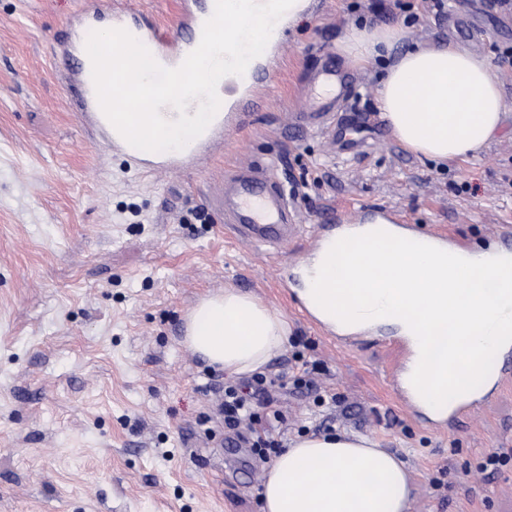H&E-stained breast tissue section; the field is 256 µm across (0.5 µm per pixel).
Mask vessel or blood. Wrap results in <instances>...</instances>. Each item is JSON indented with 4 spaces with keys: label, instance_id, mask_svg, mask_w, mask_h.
<instances>
[{
    "label": "vessel or blood",
    "instance_id": "1",
    "mask_svg": "<svg viewBox=\"0 0 512 512\" xmlns=\"http://www.w3.org/2000/svg\"><path fill=\"white\" fill-rule=\"evenodd\" d=\"M214 9L215 0H183L179 30L172 33L152 23L137 10L132 0H127L122 7L115 5L106 10H85L77 24L69 28L64 55L71 63L75 92L72 109L85 114L108 148L123 156L139 173L180 172L186 170L191 162L211 155L223 143L225 131L241 123L242 104L252 97L258 78L268 69V58L276 55L282 42L278 39L270 42L266 62L242 67L237 72L234 99L220 106L211 124L188 149L148 152L129 145L102 112L92 79L91 60L85 49L86 33L97 28L102 19H109L112 27L125 29L141 41L162 66L175 68L199 45L203 26ZM351 85L348 74L338 70L332 60H325L310 81L307 109L298 113V120L329 133L334 141L345 140L347 131L337 111L341 106L342 90ZM277 167L274 160L243 163L231 177L229 186L215 187L211 202L223 209L224 228L239 242L263 251L284 250L291 241L304 236L308 239L305 259L312 262L327 254L336 238L348 236L360 226L378 224L393 227L399 229L401 237L410 240L418 235L415 225L404 223L401 215L385 207H362L350 213L336 214L327 224H300L290 195H287L282 182L272 176ZM301 310L313 327L342 344L357 342L372 331L368 324L352 330L343 329L337 320L317 314L306 304ZM375 342L393 357L391 383L399 405L441 432L447 431L449 425L472 418L505 385L512 383V343H508L503 347L504 363L491 373L487 389L473 392L451 406L436 409L420 396L411 383L419 362L416 338L396 333L376 337Z\"/></svg>",
    "mask_w": 512,
    "mask_h": 512
}]
</instances>
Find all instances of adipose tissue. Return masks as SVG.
Listing matches in <instances>:
<instances>
[{
    "mask_svg": "<svg viewBox=\"0 0 512 512\" xmlns=\"http://www.w3.org/2000/svg\"><path fill=\"white\" fill-rule=\"evenodd\" d=\"M283 1L289 25H296L310 0H225L227 23L214 38L232 63L260 51L265 17ZM402 37L400 28L385 24L353 26L336 50L361 65ZM377 104L402 146L440 160L482 152L499 131L504 111L491 60L452 43L399 55L378 87ZM288 339V322L277 311L231 289L202 297L184 324V343L231 375L260 371ZM411 493L404 463L369 439L310 435L274 459L260 496L262 512H406Z\"/></svg>",
    "mask_w": 512,
    "mask_h": 512,
    "instance_id": "ef3b65f1",
    "label": "adipose tissue"
}]
</instances>
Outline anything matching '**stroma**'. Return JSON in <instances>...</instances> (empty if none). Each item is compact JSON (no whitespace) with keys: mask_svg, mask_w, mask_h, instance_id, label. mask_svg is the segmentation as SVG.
<instances>
[{"mask_svg":"<svg viewBox=\"0 0 512 512\" xmlns=\"http://www.w3.org/2000/svg\"><path fill=\"white\" fill-rule=\"evenodd\" d=\"M84 0H0V512H260L262 482L249 449L203 415L229 378L182 341L205 294L234 288L280 312L285 350L264 367L292 380L295 356L319 363L327 401L288 393L281 443L299 433L362 435L396 454L414 490L408 512H504L512 462L479 465L512 448V389L472 420L439 433L406 413L389 388L390 354L365 340L342 347L314 329L279 269L298 258L257 255L224 233L212 187L250 160L281 155L305 223L350 207L385 205L407 223L447 228L472 247L512 225V20L475 0L383 16L402 27L400 50L475 32L505 99L503 126L477 158L435 161L407 151L386 122L362 128L354 148L289 124L301 111L315 56L335 50L368 0H311L261 78L259 106L230 130L208 164L180 174L128 171L82 128L69 104L70 66L59 52ZM386 59L354 69L349 121L377 110Z\"/></svg>","mask_w":512,"mask_h":512,"instance_id":"obj_1","label":"stroma"}]
</instances>
